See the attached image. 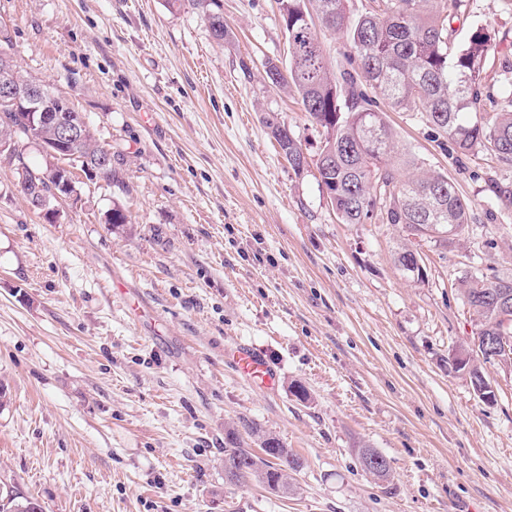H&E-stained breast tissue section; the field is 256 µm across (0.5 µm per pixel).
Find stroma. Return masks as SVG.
<instances>
[{
	"instance_id": "35a3bbf8",
	"label": "stroma",
	"mask_w": 512,
	"mask_h": 512,
	"mask_svg": "<svg viewBox=\"0 0 512 512\" xmlns=\"http://www.w3.org/2000/svg\"><path fill=\"white\" fill-rule=\"evenodd\" d=\"M216 9L222 46L168 0H0L11 56L85 115L118 178L78 174L50 223L17 173L45 154L23 137L0 154V487L44 512H512V369L487 367V403L448 365L475 324L459 280L512 277V208L490 190L512 166L388 112L470 207L456 246L423 243L413 281L402 228L342 223L264 123L283 116L316 159L318 129L264 78L288 63L277 0ZM448 27L458 46L491 35L470 120L506 110L490 97L512 82V0H461ZM115 205L127 224H106ZM240 342L275 367L274 392L236 373ZM242 420L302 460L292 493L225 480L224 428ZM361 444L389 481L362 470ZM358 460L363 470L381 481L390 477V469L385 456L375 448L364 446L358 450Z\"/></svg>"
}]
</instances>
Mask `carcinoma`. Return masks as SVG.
<instances>
[{
  "instance_id": "cac0c4a2",
  "label": "carcinoma",
  "mask_w": 512,
  "mask_h": 512,
  "mask_svg": "<svg viewBox=\"0 0 512 512\" xmlns=\"http://www.w3.org/2000/svg\"><path fill=\"white\" fill-rule=\"evenodd\" d=\"M361 12L350 9V0H280V11L288 36V81L302 110L322 131L316 160L319 184L344 224H366L375 208L383 207L386 223L403 226L414 238L453 244L469 224L468 203L448 179L421 172L412 177L401 167H416L409 154L398 156L394 133L386 121V109L417 112L438 134L451 139L464 153L486 151L512 165V110L497 113L490 122L470 121L466 114L477 111L481 102V72L491 35L481 28L468 45L454 48L448 31V12L458 0H375ZM189 4L221 35L218 45L230 38L224 16L211 9L212 0H168L171 8ZM345 35L349 50L347 66L331 71L316 25ZM379 90L382 100L368 95ZM266 125L281 150L299 157L301 142L282 137L286 122L266 117ZM9 138L30 137L27 127L11 106L0 102V132ZM106 147L86 130L72 162H92ZM511 286L504 279L465 276L458 291L477 319L474 337L499 339L507 347L504 359L512 360V312L502 319L497 313L499 296ZM491 358H475L468 366L449 364L457 373L478 376ZM258 442L262 455L243 447L241 432ZM363 470L381 481L390 477L385 456L375 448L358 450ZM240 470L234 484L255 482L276 496L288 493V473L302 467L275 434L247 421L241 427L224 429V465ZM0 512H43L40 502L8 488L0 489Z\"/></svg>"
}]
</instances>
